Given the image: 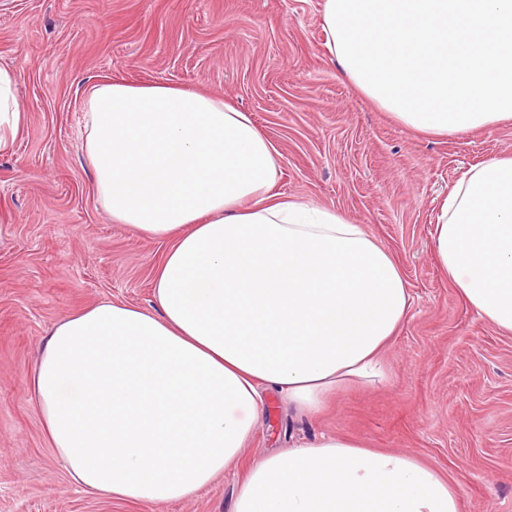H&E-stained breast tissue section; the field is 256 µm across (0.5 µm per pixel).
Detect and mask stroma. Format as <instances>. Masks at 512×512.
Here are the masks:
<instances>
[{
  "instance_id": "35a3bbf8",
  "label": "stroma",
  "mask_w": 512,
  "mask_h": 512,
  "mask_svg": "<svg viewBox=\"0 0 512 512\" xmlns=\"http://www.w3.org/2000/svg\"><path fill=\"white\" fill-rule=\"evenodd\" d=\"M321 0H0V63L28 122L0 153V512H229L246 467L322 433L435 463L462 512H512V334L460 297L431 249L473 165L512 123L446 138L397 124L341 77ZM123 79L223 96L277 152L280 193L331 207L398 260L410 294L389 379L302 416L277 390L238 463L168 503L89 495L48 441L31 385L49 328L98 301L154 310L168 242L113 223L82 155L83 87Z\"/></svg>"
}]
</instances>
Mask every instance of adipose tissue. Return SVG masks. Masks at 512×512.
<instances>
[{"label": "adipose tissue", "mask_w": 512, "mask_h": 512, "mask_svg": "<svg viewBox=\"0 0 512 512\" xmlns=\"http://www.w3.org/2000/svg\"><path fill=\"white\" fill-rule=\"evenodd\" d=\"M341 75L400 125L448 137L512 122V0H323ZM0 64V151L27 121ZM83 156L113 223L169 241L155 311L112 301L54 324L32 385L73 478L112 500L187 499L236 463L264 412L385 379L407 315L394 255L335 210L276 192L277 158L223 97L111 80L84 89ZM432 250L512 334V153L450 190ZM230 512H461L414 454L322 434L249 466Z\"/></svg>", "instance_id": "ef3b65f1"}]
</instances>
